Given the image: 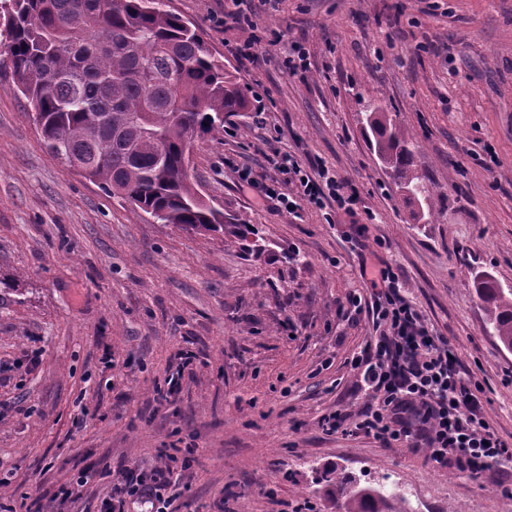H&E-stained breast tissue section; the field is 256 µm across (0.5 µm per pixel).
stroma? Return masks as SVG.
<instances>
[{"mask_svg": "<svg viewBox=\"0 0 512 512\" xmlns=\"http://www.w3.org/2000/svg\"><path fill=\"white\" fill-rule=\"evenodd\" d=\"M244 89L251 109L196 141L190 181L223 232L147 222L46 149L16 78L0 66V512H97L111 477L189 450L169 512H338L337 476H394L415 512H512L472 480L410 449L329 433L357 414L350 361L374 333L361 249L489 391L512 437V352L487 330L474 276L512 288V0H252L266 49L232 0H172ZM303 44L305 69L283 64ZM416 139L433 208L407 206L362 119L373 99ZM360 193L355 214L291 215L242 192L270 183L272 150ZM39 363L30 366L31 352ZM183 353L178 391L157 389Z\"/></svg>", "mask_w": 512, "mask_h": 512, "instance_id": "1", "label": "stroma"}]
</instances>
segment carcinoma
Returning <instances> with one entry per match:
<instances>
[{
    "instance_id": "carcinoma-1",
    "label": "carcinoma",
    "mask_w": 512,
    "mask_h": 512,
    "mask_svg": "<svg viewBox=\"0 0 512 512\" xmlns=\"http://www.w3.org/2000/svg\"><path fill=\"white\" fill-rule=\"evenodd\" d=\"M0 52L40 121L56 159L162 224L224 231V213L202 202L182 171L195 140L224 130L249 100L170 0H0ZM366 124L379 159L409 205L432 191L412 162L413 135L377 104ZM491 333L512 350V289L475 280ZM405 497L336 481L339 512H408Z\"/></svg>"
}]
</instances>
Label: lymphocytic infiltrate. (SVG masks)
<instances>
[{
	"instance_id": "obj_1",
	"label": "lymphocytic infiltrate",
	"mask_w": 512,
	"mask_h": 512,
	"mask_svg": "<svg viewBox=\"0 0 512 512\" xmlns=\"http://www.w3.org/2000/svg\"><path fill=\"white\" fill-rule=\"evenodd\" d=\"M278 180L260 187L249 172L239 186L257 190L260 200L277 201L286 212L300 202L324 208L335 201L349 211L358 203L343 181L316 177L287 155H273ZM360 276L372 288L370 312L378 329L351 365L366 400L356 418L334 412L324 417L328 431H362L384 445L423 448L433 462L454 466L475 478L483 473L512 485V440L491 425L485 386L466 369L454 350L430 334L419 311L400 293L399 275L379 258L360 260ZM180 458L170 453L163 468L124 473L113 484V499L102 500L99 512H126L127 505L146 504L150 512H168L166 491Z\"/></svg>"
}]
</instances>
